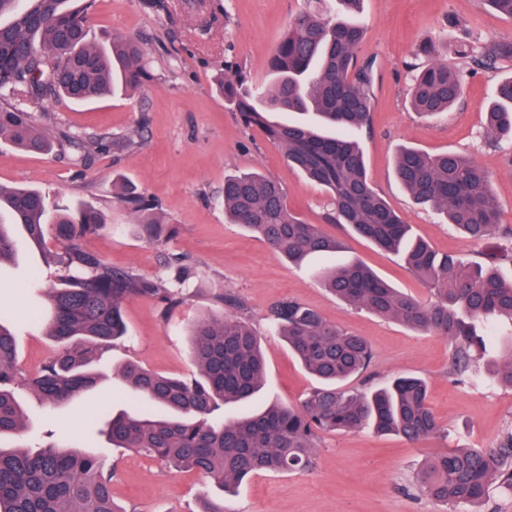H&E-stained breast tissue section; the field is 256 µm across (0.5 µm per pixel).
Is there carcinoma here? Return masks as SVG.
Here are the masks:
<instances>
[{"label":"carcinoma","mask_w":512,"mask_h":512,"mask_svg":"<svg viewBox=\"0 0 512 512\" xmlns=\"http://www.w3.org/2000/svg\"><path fill=\"white\" fill-rule=\"evenodd\" d=\"M71 0H0V140L45 153L64 142L82 156L88 144L121 149L128 141L89 140L61 128L40 126L36 112L55 97L87 102L118 88L142 83L145 52L132 38H114L107 46L88 42L81 11ZM361 0H336V15L308 10L295 17L268 63L271 86L250 84L237 72L218 80L241 122L264 128L288 164L328 191V218L345 224L377 247L400 257L406 269L432 284L436 300L419 303L370 268L332 264L315 271L330 293L347 304L393 319L405 327L448 338L453 347L450 373L461 384L483 375L487 336L483 323L512 325V280L477 263L437 253L412 235L387 201L370 184L356 133L369 126L372 62L359 61L363 27L354 20ZM432 42L417 54L430 59L412 88L411 106L424 117L446 112L462 93L457 71L430 58ZM475 69L492 70L512 61V42L460 50ZM270 112H297L314 121L270 122ZM490 144L512 139V77L500 81L496 101L486 112ZM395 174L420 205L448 217L467 237L479 240L501 232V258L512 263V228H500L499 206L490 175L472 158L447 152L431 155L403 147ZM121 201L150 239L166 227L158 206L125 186ZM0 266L18 255L11 226L20 224L27 239L40 244L47 225L69 243L64 282L48 288L47 334L62 345L38 372L27 377L6 320L0 317V512H125L112 500V474L92 455L45 432L41 443H23L27 416L17 399L21 386L48 405H58L97 386L91 368L127 334L123 304L135 297L156 301L162 316L181 306L179 285L190 269L177 267L175 281L146 279L115 269L74 241L96 231L100 216L48 200L36 189L0 187ZM224 213L271 245L291 262L311 255L332 258L340 243L318 225L288 209L282 185L257 171L224 179ZM273 328L320 386L298 405L271 403L239 418H224V406L245 402L265 386L266 366L256 332L242 318L221 313L190 325L191 377L168 376L128 360L117 372L121 385L157 408L106 412L104 434L114 448L143 452L175 471H195L232 493L249 476L265 471L304 472L314 464V439L324 431L373 428L409 441L441 431L427 401L424 381L398 377L373 392L343 388L348 379L369 370L373 353L361 336L329 323L316 310L295 300L275 304ZM494 376L512 387V332ZM498 481L512 487V430L496 447L457 448L430 458L420 470L419 490L448 505L449 512L484 501Z\"/></svg>","instance_id":"1"}]
</instances>
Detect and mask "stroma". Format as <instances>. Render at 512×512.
Listing matches in <instances>:
<instances>
[{"label":"stroma","instance_id":"stroma-1","mask_svg":"<svg viewBox=\"0 0 512 512\" xmlns=\"http://www.w3.org/2000/svg\"><path fill=\"white\" fill-rule=\"evenodd\" d=\"M167 2L168 10L156 11L148 8L147 0H92L86 14L89 42L135 38L145 50L148 76L138 88L102 100L75 104L56 98L45 105L48 127L86 138H121L128 140V147L95 150L80 161L66 145L41 155L0 140V185L33 187L51 201L102 215L103 228L79 239L82 250L147 279L173 278L176 269L170 260L175 256L191 270L183 286L187 300L169 317H162L149 298L125 303L129 336L98 363L108 375L105 384L56 406L21 392L28 416L26 437L38 439L52 422L78 437L89 416L105 403L128 408L129 396L111 376L124 360L167 374H191L188 327L214 313L213 297L223 292L242 301L240 317L262 338L267 398L303 400L316 381L268 328L271 307L292 299L370 344L369 375L349 380L348 389L404 375L421 377L443 432L415 444L368 428L321 433L311 470L253 475L235 497L225 500L227 512H446L444 503L413 489L416 471L441 452L495 447L512 425V387L491 374L478 384H458L449 373L446 337L419 334L336 300L313 275L323 258L295 266L224 215L225 176L260 171L281 182L294 214L341 241L343 260L363 261L420 302L434 298L430 285L395 255L329 223L323 188L290 168L261 128L243 126L217 89L220 74L237 71L250 81L269 82L268 60L294 17L308 10L307 0ZM358 19L365 27L360 56L373 63L372 122L358 135L373 187L437 251L497 266L504 277H511L512 264L496 260L499 236L469 240L443 217L415 204L395 179L394 161L404 145L431 154L473 156L491 176L501 225L512 228V140L491 145L484 139L486 106L494 100L499 81L512 76V61L475 73L457 53L464 42L512 41V20L484 8L481 0H363ZM427 37L437 40L436 58L463 78L458 103L435 119L419 117L407 102L409 65L416 60L418 43ZM124 183L154 200L162 222L176 226L167 242L153 243L139 233L118 198ZM61 252L55 238L42 245L25 240L18 260L0 267V312L10 321L20 363L29 373L54 353L56 344L45 334L44 319L19 315L18 294L38 282L29 297L41 302V289L57 286L64 273ZM88 452L114 468L112 495L129 512H198L204 498L216 496L208 478L167 470L156 459L112 447L104 436H96Z\"/></svg>","mask_w":512,"mask_h":512}]
</instances>
